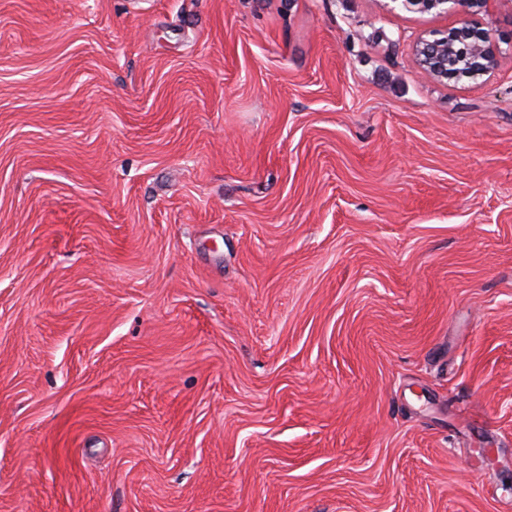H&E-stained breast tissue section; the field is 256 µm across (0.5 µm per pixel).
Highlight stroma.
Returning a JSON list of instances; mask_svg holds the SVG:
<instances>
[{"mask_svg": "<svg viewBox=\"0 0 512 512\" xmlns=\"http://www.w3.org/2000/svg\"><path fill=\"white\" fill-rule=\"evenodd\" d=\"M0 0V512H512V0ZM397 2L406 9L419 12L435 10L438 13L448 12V3H451L450 8L461 15L458 26L432 31L416 43L415 55L418 65L428 76L439 80H447L448 75L462 78L460 70L455 68L460 64H464L471 76H481L497 65L500 48L495 33L490 28H483L477 19L486 0H397ZM475 33H478L481 39L473 52L471 54L461 52L457 57L452 56L448 60V52L460 42L467 43ZM474 60L476 63L472 64Z\"/></svg>", "mask_w": 512, "mask_h": 512, "instance_id": "obj_1", "label": "stroma"}]
</instances>
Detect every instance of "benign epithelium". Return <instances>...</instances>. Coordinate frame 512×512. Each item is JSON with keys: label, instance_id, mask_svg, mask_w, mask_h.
I'll list each match as a JSON object with an SVG mask.
<instances>
[{"label": "benign epithelium", "instance_id": "7a95c632", "mask_svg": "<svg viewBox=\"0 0 512 512\" xmlns=\"http://www.w3.org/2000/svg\"><path fill=\"white\" fill-rule=\"evenodd\" d=\"M406 9L419 12L445 13L452 8L460 15L458 25L430 32L415 45L421 70L428 76L443 80L460 76L462 64L472 76L484 75L495 68L499 43L490 28H484L478 16L486 0H392Z\"/></svg>", "mask_w": 512, "mask_h": 512}]
</instances>
